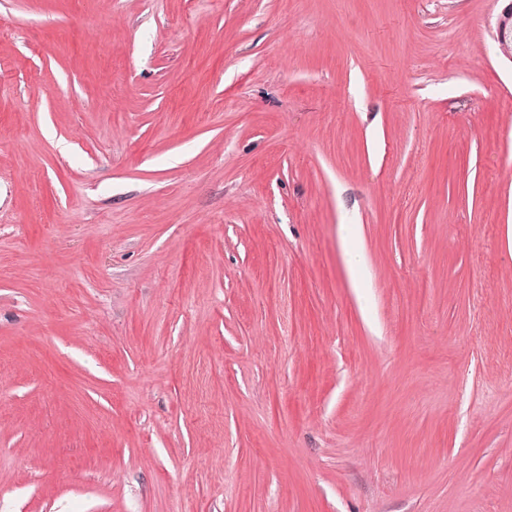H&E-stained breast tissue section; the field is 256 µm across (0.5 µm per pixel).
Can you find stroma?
<instances>
[{"label":"stroma","mask_w":512,"mask_h":512,"mask_svg":"<svg viewBox=\"0 0 512 512\" xmlns=\"http://www.w3.org/2000/svg\"><path fill=\"white\" fill-rule=\"evenodd\" d=\"M501 0H0V512H512Z\"/></svg>","instance_id":"stroma-1"}]
</instances>
